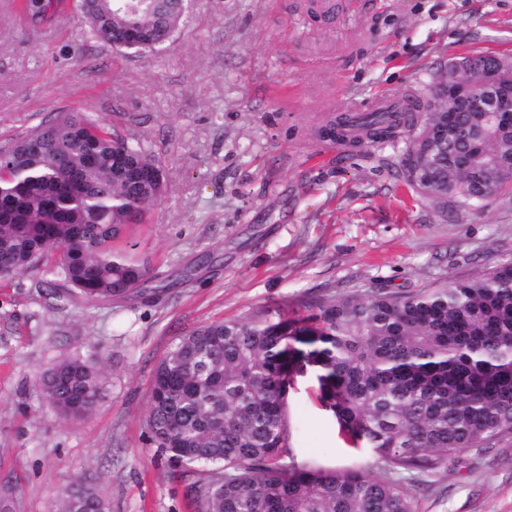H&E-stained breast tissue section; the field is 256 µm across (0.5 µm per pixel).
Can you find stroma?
I'll use <instances>...</instances> for the list:
<instances>
[{
	"label": "stroma",
	"instance_id": "35a3bbf8",
	"mask_svg": "<svg viewBox=\"0 0 512 512\" xmlns=\"http://www.w3.org/2000/svg\"><path fill=\"white\" fill-rule=\"evenodd\" d=\"M317 2L188 0L175 40L137 55L94 38L79 0L44 20L0 0V143L81 110L141 136L165 178L128 233L148 290L56 300L58 273L0 279V512H54L78 477L110 512H198L207 473L172 462L147 427L154 368L180 336L512 259V192L444 208L407 184L403 140L348 150L317 135L350 103L431 94L451 58L512 56V0H333L328 18ZM76 354L100 357L106 395L66 420L38 378ZM317 374L306 366L289 392L284 463L378 471L319 404ZM404 485L415 512H512V439Z\"/></svg>",
	"mask_w": 512,
	"mask_h": 512
}]
</instances>
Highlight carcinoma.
<instances>
[{"mask_svg": "<svg viewBox=\"0 0 512 512\" xmlns=\"http://www.w3.org/2000/svg\"><path fill=\"white\" fill-rule=\"evenodd\" d=\"M51 0H22L20 12L46 13ZM183 0H82L91 34L112 46L153 53L173 41ZM149 39L125 45L126 30ZM502 56L456 58L482 68ZM474 89L456 112L426 111L410 92L385 112L337 115L321 130L344 142L361 131L373 143L403 134L406 151L426 127L437 139L430 190L478 210L512 189V125L474 111ZM9 177L0 179V274L35 275L53 265L64 286L89 302L145 288L150 270L115 247L126 227L144 222L165 192L142 176L159 159L134 135L111 132L90 112H62L0 146ZM316 312L277 322L212 321L180 337L157 363L148 427L176 462L208 470L194 489L202 512H413L396 471L428 472L465 448L494 447L512 435V260L472 278L417 292L378 289L322 300ZM321 369L318 400L339 432L369 449L385 473L286 468L288 389L302 362ZM61 415L82 418L103 399L93 356L57 361L38 380ZM63 491L57 512H108L93 488Z\"/></svg>", "mask_w": 512, "mask_h": 512, "instance_id": "1", "label": "carcinoma"}]
</instances>
